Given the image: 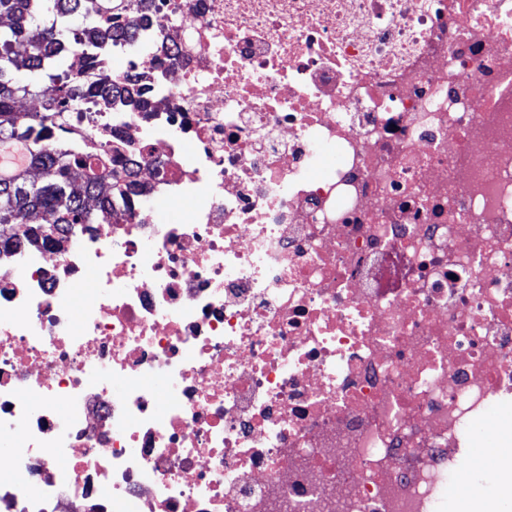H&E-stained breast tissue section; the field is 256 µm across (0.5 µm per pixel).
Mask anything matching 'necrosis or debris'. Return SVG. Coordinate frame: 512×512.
I'll list each match as a JSON object with an SVG mask.
<instances>
[{"label":"necrosis or debris","mask_w":512,"mask_h":512,"mask_svg":"<svg viewBox=\"0 0 512 512\" xmlns=\"http://www.w3.org/2000/svg\"><path fill=\"white\" fill-rule=\"evenodd\" d=\"M139 39L146 111L77 130L141 193L0 255V512H436L512 398V0H161Z\"/></svg>","instance_id":"obj_1"}]
</instances>
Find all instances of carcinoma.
<instances>
[{
	"label": "carcinoma",
	"mask_w": 512,
	"mask_h": 512,
	"mask_svg": "<svg viewBox=\"0 0 512 512\" xmlns=\"http://www.w3.org/2000/svg\"><path fill=\"white\" fill-rule=\"evenodd\" d=\"M123 0H0V144L26 147L27 167L0 176V251L24 242L37 246L70 224H95L112 199L138 191L134 162L113 148L109 183L91 169L92 154L71 140L75 123L93 122L81 106L112 86V102L137 106L146 94L139 80L104 73L96 50L136 42L137 22L128 19ZM98 68L93 86L85 72ZM41 99L42 110L24 112L20 102Z\"/></svg>",
	"instance_id": "obj_1"
}]
</instances>
